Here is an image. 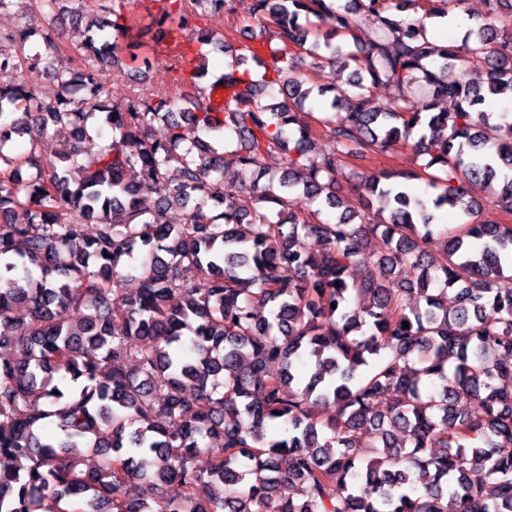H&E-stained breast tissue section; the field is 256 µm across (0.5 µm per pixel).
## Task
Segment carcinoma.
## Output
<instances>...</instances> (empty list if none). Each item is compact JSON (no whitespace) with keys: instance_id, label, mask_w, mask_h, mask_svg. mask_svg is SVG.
I'll list each match as a JSON object with an SVG mask.
<instances>
[{"instance_id":"obj_1","label":"carcinoma","mask_w":512,"mask_h":512,"mask_svg":"<svg viewBox=\"0 0 512 512\" xmlns=\"http://www.w3.org/2000/svg\"><path fill=\"white\" fill-rule=\"evenodd\" d=\"M157 2L152 25L89 12L77 70L57 66L49 30L35 46L18 29L15 52L0 50V71L40 67L53 83L48 97L0 87V349H17L0 352V512H512V226L476 220L465 191L483 183L512 211V114L485 109L512 93V29L438 43L402 0H253L260 29L230 52L192 20L231 0ZM462 2L417 8L444 19ZM486 4L512 18V0ZM188 36L224 53L222 114L203 102V66L121 103L97 81L110 65L137 82L153 42ZM308 58L348 75L310 86ZM461 61L485 84L457 76ZM379 84L395 109L374 105ZM50 123L77 143L57 162L38 149ZM319 126L332 147L314 155ZM399 139L430 156L420 171L374 173L356 202L336 193L345 158ZM424 175L431 210L410 192ZM319 199L335 220L294 221ZM375 204L388 217L370 224ZM173 206L184 223H168ZM443 208L465 221L433 251ZM139 264L148 273L127 294ZM371 264L398 287L358 273ZM183 265L198 282L180 280ZM71 308L88 314L72 323ZM281 423L286 436L268 434Z\"/></svg>"}]
</instances>
